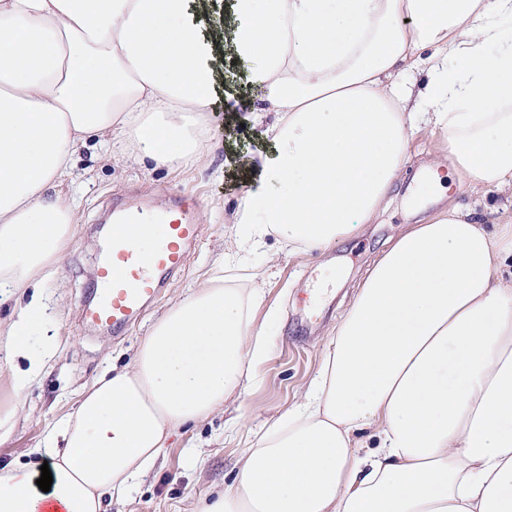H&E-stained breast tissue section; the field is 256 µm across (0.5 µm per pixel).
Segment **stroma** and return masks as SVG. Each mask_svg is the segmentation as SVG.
<instances>
[{"label": "stroma", "instance_id": "obj_1", "mask_svg": "<svg viewBox=\"0 0 512 512\" xmlns=\"http://www.w3.org/2000/svg\"><path fill=\"white\" fill-rule=\"evenodd\" d=\"M249 70V64L227 61L224 85L234 96L233 109L216 106L213 136L218 147L202 166L149 172L121 158H100L92 147L82 150L69 187L78 200L76 234L45 286L49 316L33 338L37 344L53 343L55 354L28 391L14 434L0 443L1 466L23 461L26 449L39 445L49 427L72 410L83 386L111 368L131 365L151 324L195 286L202 268L213 264L224 239L222 205L239 193L248 162L260 146L252 123ZM438 145V138L426 131L410 140L403 178L373 223L322 256L281 252L277 273L265 284V305L278 308L279 317L269 326V350L256 363L255 380L244 396L245 427L226 428L219 412L205 423L182 428L124 497L104 496L102 512H199L207 498L232 483L249 433L298 401L319 368L330 333L347 311L344 295L353 292L394 238L407 225L453 205L483 213L482 201L466 191L456 174L440 184L431 181L428 165ZM190 196L198 200L199 239L185 268L120 334L85 321L81 309L104 253V212L125 202L163 210Z\"/></svg>", "mask_w": 512, "mask_h": 512}]
</instances>
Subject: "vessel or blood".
<instances>
[{"label": "vessel or blood", "instance_id": "obj_1", "mask_svg": "<svg viewBox=\"0 0 512 512\" xmlns=\"http://www.w3.org/2000/svg\"><path fill=\"white\" fill-rule=\"evenodd\" d=\"M157 226L163 230L162 244L142 252L136 238ZM198 236V224L182 209L117 213L108 255L95 272V301L84 309L85 319L116 332L124 330L157 298L163 281L184 267Z\"/></svg>", "mask_w": 512, "mask_h": 512}]
</instances>
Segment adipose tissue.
Here are the masks:
<instances>
[{"label": "adipose tissue", "mask_w": 512, "mask_h": 512, "mask_svg": "<svg viewBox=\"0 0 512 512\" xmlns=\"http://www.w3.org/2000/svg\"><path fill=\"white\" fill-rule=\"evenodd\" d=\"M210 0H0V442L50 354L40 289L76 233L60 186L89 141L146 169L215 143ZM263 148L224 209L214 265L151 325L131 367L79 392L0 468V512H102L181 428L241 402L267 338V238L329 252L372 223L427 130L497 223L451 206L368 269L299 401L242 449L203 512H512V0H231ZM249 270L248 279L240 271ZM25 368H18V361Z\"/></svg>", "instance_id": "obj_1"}]
</instances>
